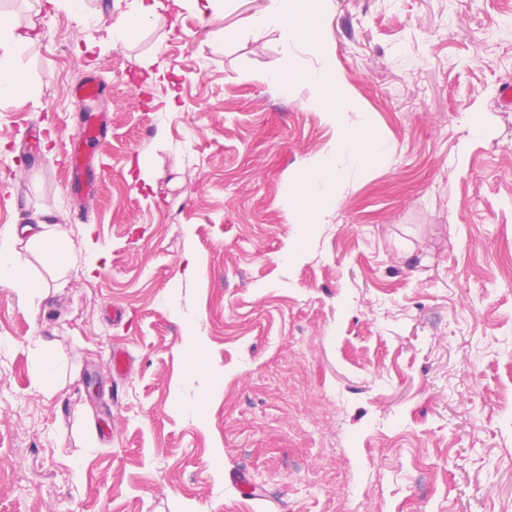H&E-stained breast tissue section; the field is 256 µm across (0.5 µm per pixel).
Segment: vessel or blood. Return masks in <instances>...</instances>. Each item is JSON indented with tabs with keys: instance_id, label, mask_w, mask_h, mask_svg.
I'll return each mask as SVG.
<instances>
[{
	"instance_id": "1",
	"label": "vessel or blood",
	"mask_w": 512,
	"mask_h": 512,
	"mask_svg": "<svg viewBox=\"0 0 512 512\" xmlns=\"http://www.w3.org/2000/svg\"><path fill=\"white\" fill-rule=\"evenodd\" d=\"M106 92V83L93 71L72 85L69 90L71 96L91 105L103 98ZM107 130L106 114L91 109L83 113L80 119L78 138L65 148L61 166L65 172L67 188L77 196L94 195L99 188L105 164L97 154L96 148L105 138Z\"/></svg>"
}]
</instances>
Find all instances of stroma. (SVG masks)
Wrapping results in <instances>:
<instances>
[{
    "instance_id": "stroma-1",
    "label": "stroma",
    "mask_w": 512,
    "mask_h": 512,
    "mask_svg": "<svg viewBox=\"0 0 512 512\" xmlns=\"http://www.w3.org/2000/svg\"><path fill=\"white\" fill-rule=\"evenodd\" d=\"M163 2L117 46L130 0H0L42 18L0 98V232L44 221L76 256L59 281L22 251L45 298L0 285V512H512V0H332L347 121L391 158L342 162L311 230L288 195L335 130L261 76L318 58L242 26L268 0ZM94 67L83 202L59 153ZM69 93L77 99L95 103L107 93V84L95 71H91L80 82L72 85ZM108 130V118L104 112H84L80 119V133L65 147L61 166L66 176V187L78 197L96 194L105 164L96 153ZM51 346L47 343H42L36 350L33 358V373L37 382L44 389H51V385L47 379V369L51 365L50 359L52 358Z\"/></svg>"
}]
</instances>
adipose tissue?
<instances>
[{"label":"adipose tissue","mask_w":512,"mask_h":512,"mask_svg":"<svg viewBox=\"0 0 512 512\" xmlns=\"http://www.w3.org/2000/svg\"><path fill=\"white\" fill-rule=\"evenodd\" d=\"M163 7L162 0H132L130 9L112 24L114 44L126 43L133 31L158 20ZM30 38V33L21 31L9 16L0 12V97L11 96L18 90L20 81L15 60ZM24 249L46 258L56 277L61 278L70 265V243L63 233L53 231L47 224L40 232L25 239L15 230L0 233V283L15 288L23 295L36 297L41 289L19 260Z\"/></svg>","instance_id":"ef3b65f1"}]
</instances>
